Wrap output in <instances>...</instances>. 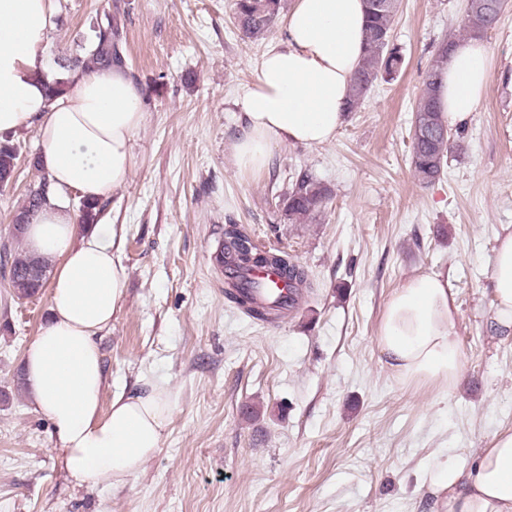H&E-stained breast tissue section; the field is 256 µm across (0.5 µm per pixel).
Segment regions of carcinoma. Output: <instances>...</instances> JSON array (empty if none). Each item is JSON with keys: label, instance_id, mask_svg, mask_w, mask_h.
Listing matches in <instances>:
<instances>
[{"label": "carcinoma", "instance_id": "1", "mask_svg": "<svg viewBox=\"0 0 512 512\" xmlns=\"http://www.w3.org/2000/svg\"><path fill=\"white\" fill-rule=\"evenodd\" d=\"M494 0H479L477 5L465 12L460 30L455 38L440 44L432 63L426 73L423 89L417 98L414 119L418 123L413 132V153L411 165L415 179L428 185L440 178L447 164L452 147L450 137L434 135V132L448 127L447 122L438 111L433 93V77L447 61L448 50L454 39L483 37L487 34L492 20ZM367 29L363 58L355 70L349 93L347 111L355 112L378 82L391 83L401 73L404 63L402 52H391V32L399 10V3L390 9H377L374 0H365ZM282 0H236L235 10L238 25L243 36L254 41L265 38L274 26ZM94 42L88 56L75 59L72 66H79L85 71L126 65L122 47L121 31L112 15L107 14L96 21L93 26ZM17 156L14 145H0V178L10 174L16 165ZM332 197V190L309 171H301L287 188L279 195V202L285 218L290 223L312 221L321 213L322 208ZM14 269L9 278L10 286L19 299L33 296L44 286L49 260L31 255L26 250L8 254ZM224 269L237 274L250 271L259 262L279 270L286 279L288 288L306 295L313 288L309 271L288 259L281 252H266L254 242L251 234L240 224H227L224 227V241L217 256ZM225 296L253 319L260 322H273L284 318L285 304L276 301L271 305H258L246 291V284L230 277L225 282Z\"/></svg>", "mask_w": 512, "mask_h": 512}]
</instances>
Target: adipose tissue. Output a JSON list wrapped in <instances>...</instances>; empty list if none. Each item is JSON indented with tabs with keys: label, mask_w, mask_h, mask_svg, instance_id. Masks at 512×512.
<instances>
[{
	"label": "adipose tissue",
	"mask_w": 512,
	"mask_h": 512,
	"mask_svg": "<svg viewBox=\"0 0 512 512\" xmlns=\"http://www.w3.org/2000/svg\"><path fill=\"white\" fill-rule=\"evenodd\" d=\"M54 14L55 0H0V141L35 128L56 194L25 229L30 251L55 261L48 321L26 350L25 379L34 406L52 424L57 459L71 482L109 488L160 449L172 402L154 385L103 407L98 340L112 327L126 278L118 232L112 224L79 228L60 196L73 190L101 202L122 188L136 165L133 138L145 114L121 68L74 70L70 89L48 98L45 44ZM282 29L240 101L244 130L233 158L244 171L266 170L274 147L335 139L363 53V0H291ZM490 58L480 39L452 47L436 81L437 106L449 123L472 117ZM492 292L491 325L512 334V233L496 240ZM378 346L404 381L460 377L465 353L446 274L425 272L392 292ZM438 472L447 492L443 512H512V432L496 435L469 470L450 463Z\"/></svg>",
	"instance_id": "obj_1"
}]
</instances>
